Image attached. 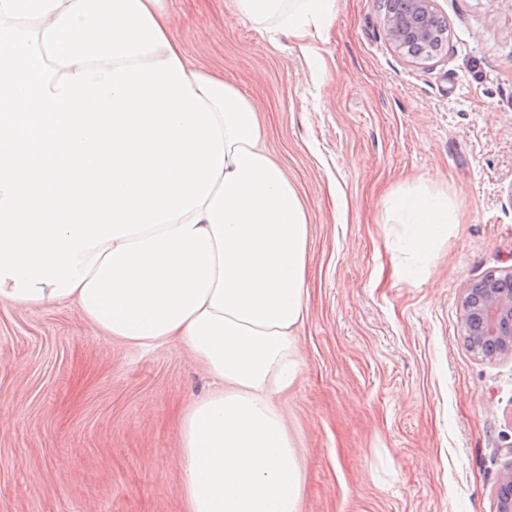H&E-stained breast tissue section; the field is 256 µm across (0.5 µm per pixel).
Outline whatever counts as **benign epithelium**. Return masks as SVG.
<instances>
[{
    "mask_svg": "<svg viewBox=\"0 0 512 512\" xmlns=\"http://www.w3.org/2000/svg\"><path fill=\"white\" fill-rule=\"evenodd\" d=\"M438 17L434 0H403L396 18L385 23L389 39L399 48L408 41L430 38L433 19ZM512 268L468 289L464 300L463 328L473 351L486 360L512 356ZM496 512H512V465L499 476L495 486Z\"/></svg>",
    "mask_w": 512,
    "mask_h": 512,
    "instance_id": "1",
    "label": "benign epithelium"
}]
</instances>
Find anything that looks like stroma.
Listing matches in <instances>:
<instances>
[{
  "label": "stroma",
  "mask_w": 512,
  "mask_h": 512,
  "mask_svg": "<svg viewBox=\"0 0 512 512\" xmlns=\"http://www.w3.org/2000/svg\"><path fill=\"white\" fill-rule=\"evenodd\" d=\"M196 66L259 107L306 208L302 368L280 404L301 512H495L512 464V358L462 336L466 288L512 267V0H435L448 42L389 40L379 0H336L314 45L234 0H168ZM419 183L458 205L428 282L391 276L383 199ZM174 343L137 347L64 304L0 305V512H186L179 413L209 388ZM447 32L448 27L441 18L439 24L433 30L431 39L425 43L409 44L408 51L414 50L415 53L422 57H429L442 49L448 39Z\"/></svg>",
  "instance_id": "35a3bbf8"
}]
</instances>
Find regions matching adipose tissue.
<instances>
[{"label": "adipose tissue", "mask_w": 512, "mask_h": 512, "mask_svg": "<svg viewBox=\"0 0 512 512\" xmlns=\"http://www.w3.org/2000/svg\"><path fill=\"white\" fill-rule=\"evenodd\" d=\"M75 0H0V19L49 27ZM260 24L277 19L304 39L335 18V0H235ZM393 273L428 281L437 249L453 234L457 206L418 184L383 201ZM198 222L212 237L216 277L205 303L160 335L201 360L215 388L178 423L176 462L188 512H300L303 467L275 399L294 382L301 358L309 223L297 189L264 145H232Z\"/></svg>", "instance_id": "obj_1"}]
</instances>
